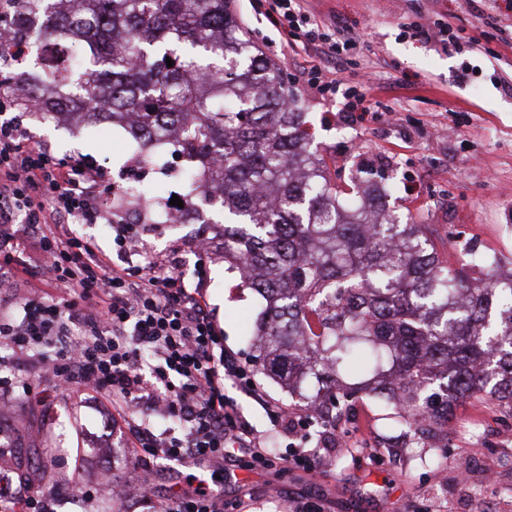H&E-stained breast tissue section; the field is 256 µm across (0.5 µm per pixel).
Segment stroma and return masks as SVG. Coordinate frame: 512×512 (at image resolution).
Returning <instances> with one entry per match:
<instances>
[{
    "mask_svg": "<svg viewBox=\"0 0 512 512\" xmlns=\"http://www.w3.org/2000/svg\"><path fill=\"white\" fill-rule=\"evenodd\" d=\"M253 0H234L237 13L265 56L281 64L288 87L302 102L307 127L324 157L333 182L351 191L353 177L390 187L388 203L402 217L427 227L439 254L454 265L469 254L512 262V27L486 32L467 0H307V8L326 25L343 23L361 41L336 70L345 87L370 83L371 112L348 122L342 94L312 99L299 62L301 45L282 43L279 33L255 13ZM445 21L457 29L468 48L448 52L441 44L417 41L407 25ZM470 67L471 81L457 74ZM31 138L50 145L57 157L81 156L100 164L111 190L107 219L79 225L95 238L114 263L154 259L179 263L193 274L205 271V293L223 331L225 346L251 361L250 333L243 316L257 317L262 302L241 287L237 272L217 255L197 259L190 244L199 233L221 237L217 224H135L136 249L124 253L115 244L117 223H128L124 190L155 187L165 194L183 191L182 159L166 155L141 167L138 145L118 127L81 128L68 122L43 121L26 113ZM266 394L296 416L308 418L301 437L285 434L270 422L264 407L245 395L237 401L247 421L264 439L271 457H287L293 447L309 450L315 472L261 470L230 463L228 476L205 463L158 468L154 498L184 491L186 474H194L225 501H239L240 512H288L299 499H323L329 512H512V414L494 401L471 398L456 411L444 435L412 437L398 427L394 411L362 398L336 415L338 438L332 451L320 446L322 431L312 408L279 384L261 378ZM108 400L78 391L20 399L0 416V433L12 435L15 453L9 467L33 476L45 488H57V512H70L73 487L92 490L95 504L112 503L115 512H141L137 500L115 503L113 483H134L136 470L122 461L118 448L131 442V421L148 420L157 432L180 433L179 423L159 415L129 411L110 421ZM66 434L67 444L48 448L45 437ZM94 447L80 466L68 463L78 435Z\"/></svg>",
    "mask_w": 512,
    "mask_h": 512,
    "instance_id": "35a3bbf8",
    "label": "stroma"
}]
</instances>
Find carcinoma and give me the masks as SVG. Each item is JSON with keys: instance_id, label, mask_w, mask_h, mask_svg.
Instances as JSON below:
<instances>
[{"instance_id": "carcinoma-1", "label": "carcinoma", "mask_w": 512, "mask_h": 512, "mask_svg": "<svg viewBox=\"0 0 512 512\" xmlns=\"http://www.w3.org/2000/svg\"><path fill=\"white\" fill-rule=\"evenodd\" d=\"M43 39L0 78V99L48 119L122 125L155 153L179 144L191 211L218 205L210 249L265 302L255 348L268 375L333 406L385 401L409 434L448 432L464 401L512 412V272L473 277L437 256L425 225L332 183L286 92L229 0H0V34ZM172 65H167L166 58ZM148 217L167 222L164 198Z\"/></svg>"}]
</instances>
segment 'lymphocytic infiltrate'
<instances>
[{
    "label": "lymphocytic infiltrate",
    "mask_w": 512,
    "mask_h": 512,
    "mask_svg": "<svg viewBox=\"0 0 512 512\" xmlns=\"http://www.w3.org/2000/svg\"><path fill=\"white\" fill-rule=\"evenodd\" d=\"M258 8L284 40L309 50L303 67L309 87L322 95L333 91L340 79L327 63L359 48L358 38L347 30L327 32L302 0H258ZM101 181L92 162L62 161L31 141L21 119L0 121V288L19 290L25 270L65 287L61 297L20 298L0 319V342L17 358L33 347L47 348L52 390L83 388L107 397L114 408L157 411L183 424L177 437L158 436L145 422L134 424L136 462L220 467L247 457L253 466L270 467L264 441L228 388L261 401L272 424L293 435L305 431L307 419L267 399L251 370L224 347L201 285L186 281L178 267L154 260L114 264L96 240L74 230V223L99 219ZM30 239L40 253L31 271L23 259ZM152 481V471L139 476L143 507L224 512L223 495L201 483L192 492L152 502ZM53 505L34 481L17 483L0 473V512H54Z\"/></svg>",
    "instance_id": "lymphocytic-infiltrate-1"
}]
</instances>
